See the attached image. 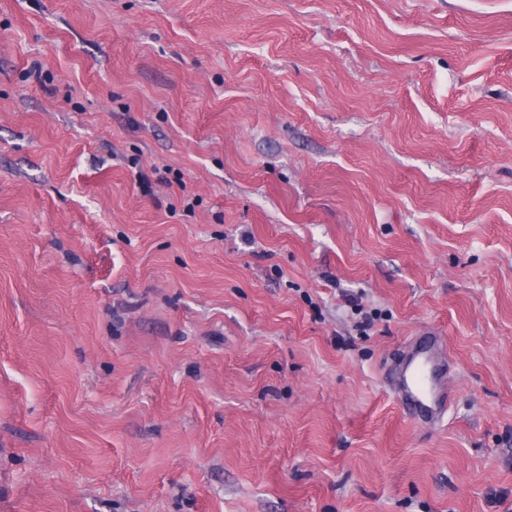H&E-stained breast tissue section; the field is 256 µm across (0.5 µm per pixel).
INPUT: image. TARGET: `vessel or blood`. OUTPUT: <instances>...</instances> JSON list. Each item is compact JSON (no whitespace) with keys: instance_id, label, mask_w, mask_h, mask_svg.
I'll return each mask as SVG.
<instances>
[{"instance_id":"obj_1","label":"vessel or blood","mask_w":512,"mask_h":512,"mask_svg":"<svg viewBox=\"0 0 512 512\" xmlns=\"http://www.w3.org/2000/svg\"><path fill=\"white\" fill-rule=\"evenodd\" d=\"M453 370L444 338L433 334L421 343L409 344L387 370L383 383L407 417L419 423H438L454 399L448 386Z\"/></svg>"}]
</instances>
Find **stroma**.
Returning a JSON list of instances; mask_svg holds the SVG:
<instances>
[{
    "label": "stroma",
    "mask_w": 512,
    "mask_h": 512,
    "mask_svg": "<svg viewBox=\"0 0 512 512\" xmlns=\"http://www.w3.org/2000/svg\"><path fill=\"white\" fill-rule=\"evenodd\" d=\"M0 512H512V0H0ZM454 370L443 336L412 343L384 375L383 383L404 414L419 423H438L448 414L454 394L448 375Z\"/></svg>",
    "instance_id": "obj_1"
}]
</instances>
